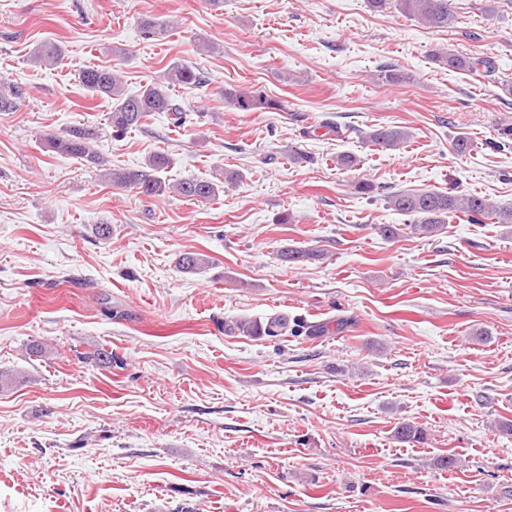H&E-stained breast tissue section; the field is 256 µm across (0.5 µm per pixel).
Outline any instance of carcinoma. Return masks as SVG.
Returning a JSON list of instances; mask_svg holds the SVG:
<instances>
[{
    "mask_svg": "<svg viewBox=\"0 0 512 512\" xmlns=\"http://www.w3.org/2000/svg\"><path fill=\"white\" fill-rule=\"evenodd\" d=\"M375 13L391 9L410 17L429 28H446L454 20L453 0H367ZM438 61L448 67L471 75H489L494 64L485 57H469L448 49L435 54ZM61 49L56 43L45 42L33 52L32 62L49 65L58 63ZM83 88L94 96H106L114 101L112 108V129L120 135L143 124L152 112H170L174 124L182 126L187 122L186 111L169 94L170 87L178 85L203 84V78L189 66L173 63L159 80L146 84L139 93L128 95L123 90L118 70L89 67L80 72ZM224 99L241 112H276L282 110V103L264 94L247 89H226ZM408 132L398 126H381L365 132L364 138L384 148H395L405 142ZM90 133L75 128L65 137L49 140V146L59 153L83 159L91 164L98 158L90 149ZM173 165V158L164 152L148 157L138 168L114 170L104 173L112 184L134 190L149 198H160L175 193L190 201H211L224 192V184H234L238 174L230 173L216 183L208 179L188 178L173 185L167 183L164 173ZM389 207L412 221L402 226L384 224L380 233L387 239H397L404 231L411 234L433 237L443 233L448 219L460 214L472 224H483L485 220H497L499 224H512V209L495 208L484 199L463 194L455 189L447 191L398 190L386 195ZM282 260L299 264L320 260L323 254L312 248L286 247L280 250ZM209 260L196 252L180 254L177 265L184 272H198L206 268ZM330 331L328 324L312 325L303 319H288L286 315H272L263 319H237L224 323V332L250 337L276 338L288 334L298 336H322ZM396 440L402 443H421L425 440L424 430L414 422L402 421L394 432Z\"/></svg>",
    "mask_w": 512,
    "mask_h": 512,
    "instance_id": "obj_1",
    "label": "carcinoma"
}]
</instances>
